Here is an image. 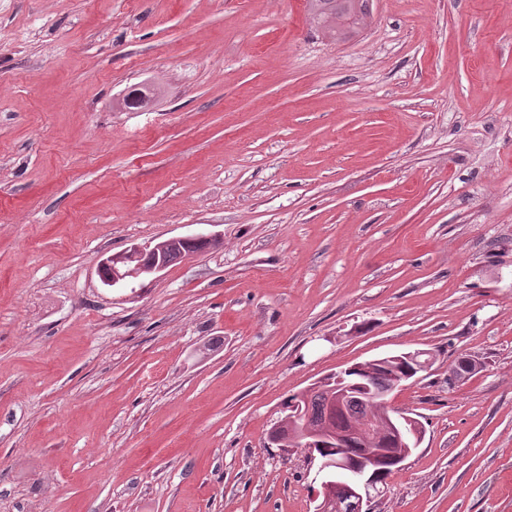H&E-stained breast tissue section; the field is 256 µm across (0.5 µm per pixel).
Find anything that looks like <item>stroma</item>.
<instances>
[{
  "instance_id": "1",
  "label": "stroma",
  "mask_w": 512,
  "mask_h": 512,
  "mask_svg": "<svg viewBox=\"0 0 512 512\" xmlns=\"http://www.w3.org/2000/svg\"><path fill=\"white\" fill-rule=\"evenodd\" d=\"M370 12L339 43L307 0H0V512H313L283 402L414 350L425 436L370 512H512V0ZM192 239H202L210 245H219L223 237L219 232L199 233L191 236L171 237L157 241L154 244H134L122 252L103 258L97 267L98 277L105 288L127 291L126 297L134 298L147 286L145 284L146 280L153 281L157 279L160 273L167 268V256L171 265L173 262L181 260V258H189L194 256L196 252L210 249V245L199 243L195 247V252H183L184 257L181 256L182 251L180 249L171 250L178 246L180 242ZM146 254L153 256L149 263L142 261V257ZM136 260L138 261L133 263ZM103 270H107L108 274L104 275Z\"/></svg>"
}]
</instances>
